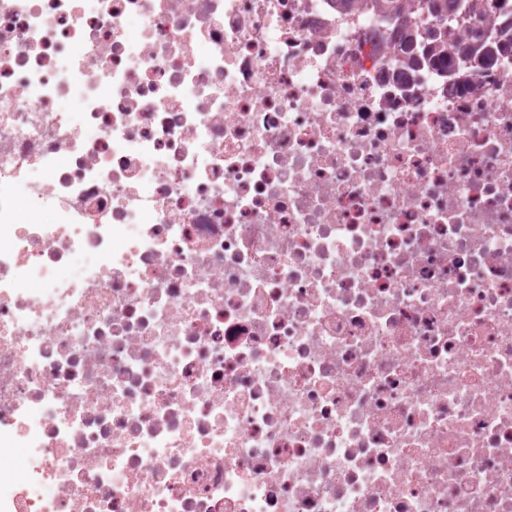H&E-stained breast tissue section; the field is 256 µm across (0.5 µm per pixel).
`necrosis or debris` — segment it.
I'll list each match as a JSON object with an SVG mask.
<instances>
[{
	"label": "necrosis or debris",
	"instance_id": "4bbe7bcc",
	"mask_svg": "<svg viewBox=\"0 0 512 512\" xmlns=\"http://www.w3.org/2000/svg\"><path fill=\"white\" fill-rule=\"evenodd\" d=\"M404 31L0 0V512H512V55Z\"/></svg>",
	"mask_w": 512,
	"mask_h": 512
}]
</instances>
